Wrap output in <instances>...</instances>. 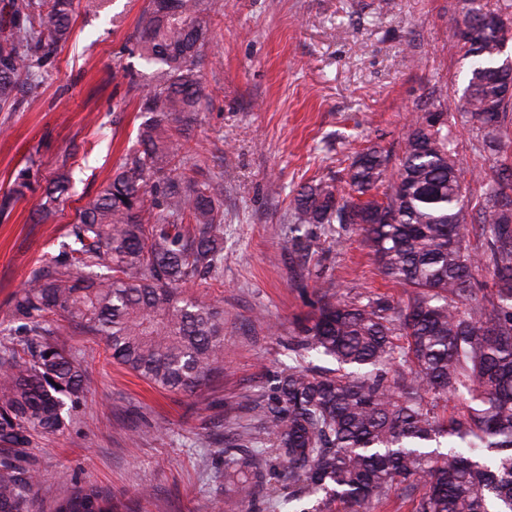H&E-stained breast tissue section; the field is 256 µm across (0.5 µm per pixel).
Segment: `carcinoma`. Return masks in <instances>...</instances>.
<instances>
[{
  "instance_id": "carcinoma-1",
  "label": "carcinoma",
  "mask_w": 512,
  "mask_h": 512,
  "mask_svg": "<svg viewBox=\"0 0 512 512\" xmlns=\"http://www.w3.org/2000/svg\"><path fill=\"white\" fill-rule=\"evenodd\" d=\"M73 0H20L0 14V108L19 105V76L67 40ZM483 0H462L457 42L468 60L461 96L430 91L397 163L381 146L358 153L349 191L331 179L301 189L294 223L356 224L384 278L412 290L403 307L318 297L288 341L333 371L290 366L263 410L265 437L224 444V481L240 503L264 491L299 503L294 512H367L399 490L414 512H512V151L505 126L512 69V0H498V29L479 27ZM206 0H148L136 50L152 69L138 110L148 115L123 165L69 225V241L13 298L25 331L0 336V512H31L35 440L61 433L89 392L81 362L57 336L63 325L101 337L112 359L167 391L193 393L224 362V307L187 287L224 264L215 189L172 175L178 140L202 106L197 66L209 42ZM458 113L473 149L494 156L472 179L492 182L474 222L484 249L466 240L464 171L448 129ZM390 190L377 198L385 182ZM59 173L49 201L66 193ZM484 272L490 287L477 288ZM457 400L439 416L440 401ZM448 452L438 451L441 439ZM54 512H112L92 484H76Z\"/></svg>"
}]
</instances>
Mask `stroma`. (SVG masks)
Returning <instances> with one entry per match:
<instances>
[{"instance_id": "stroma-1", "label": "stroma", "mask_w": 512, "mask_h": 512, "mask_svg": "<svg viewBox=\"0 0 512 512\" xmlns=\"http://www.w3.org/2000/svg\"><path fill=\"white\" fill-rule=\"evenodd\" d=\"M145 4L112 0L97 16L74 0L72 34L41 67L40 88L0 109V197L28 173L23 196L0 213V330L13 324L14 294L57 255L77 209L111 181L142 122L150 71L133 48ZM209 4L205 100L188 153L194 176L221 189L224 266L219 280L191 291L224 307V364L195 395L161 392L112 362L103 339L66 330L64 348L90 389L64 433L36 441L35 512H53L78 481L107 491L116 512H293L285 501L273 511L229 504L224 455L210 434L261 433V407L290 363L288 340L323 290L349 301L408 300L380 274L356 225L295 231L294 200L318 179L344 188L357 151L397 149L410 119L431 108L432 86H460L461 0ZM62 171L72 176L70 197L47 204Z\"/></svg>"}]
</instances>
